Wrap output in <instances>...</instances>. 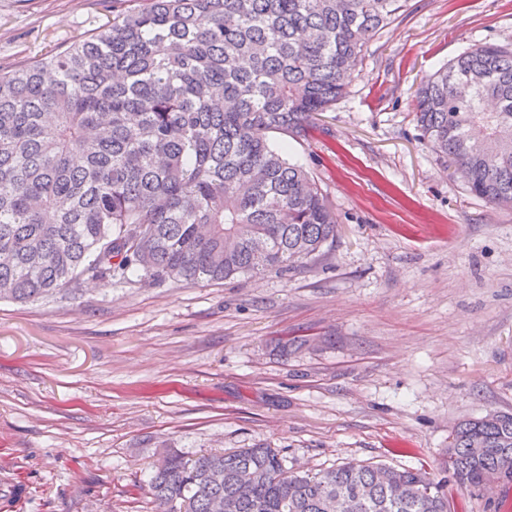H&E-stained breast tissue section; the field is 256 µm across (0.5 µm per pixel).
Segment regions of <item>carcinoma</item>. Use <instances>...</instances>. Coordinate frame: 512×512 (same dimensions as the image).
<instances>
[{"label":"carcinoma","instance_id":"carcinoma-1","mask_svg":"<svg viewBox=\"0 0 512 512\" xmlns=\"http://www.w3.org/2000/svg\"><path fill=\"white\" fill-rule=\"evenodd\" d=\"M406 0H112V18L0 72V300L85 280L186 285L288 271L336 241V213L269 134L346 94ZM417 125L471 195L512 206V44H474L417 90ZM457 486L512 487V413L456 425ZM155 512H455L422 468L290 473L275 448L168 449Z\"/></svg>","mask_w":512,"mask_h":512}]
</instances>
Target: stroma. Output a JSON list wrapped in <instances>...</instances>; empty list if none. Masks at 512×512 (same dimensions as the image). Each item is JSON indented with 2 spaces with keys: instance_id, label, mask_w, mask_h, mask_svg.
<instances>
[{
  "instance_id": "stroma-1",
  "label": "stroma",
  "mask_w": 512,
  "mask_h": 512,
  "mask_svg": "<svg viewBox=\"0 0 512 512\" xmlns=\"http://www.w3.org/2000/svg\"><path fill=\"white\" fill-rule=\"evenodd\" d=\"M99 0H0V70L104 24ZM512 0H407L306 135L273 134L336 211L330 251L207 286L82 283L0 301V512H149L163 449H280L291 471L424 468L452 427L512 412V208L473 197L421 139L415 92Z\"/></svg>"
}]
</instances>
